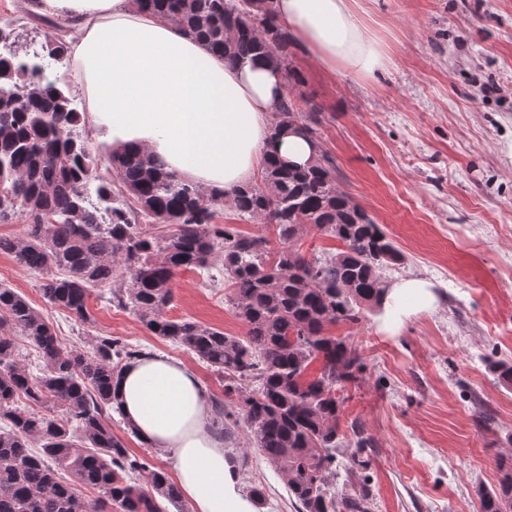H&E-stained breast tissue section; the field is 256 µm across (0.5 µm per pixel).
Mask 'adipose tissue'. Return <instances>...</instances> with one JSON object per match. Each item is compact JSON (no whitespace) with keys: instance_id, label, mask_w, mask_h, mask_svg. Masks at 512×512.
<instances>
[{"instance_id":"ef3b65f1","label":"adipose tissue","mask_w":512,"mask_h":512,"mask_svg":"<svg viewBox=\"0 0 512 512\" xmlns=\"http://www.w3.org/2000/svg\"><path fill=\"white\" fill-rule=\"evenodd\" d=\"M279 21L327 71L370 74L385 57L354 0H275ZM39 12L76 24L67 57L89 101L99 140L138 148L204 190L222 194L253 180L268 155L304 166L317 146L297 133L272 137L283 97L280 72L266 63L226 65L172 22L133 0H39ZM439 301L421 277L393 283L384 331ZM115 395L126 421L151 446L171 451L190 512H256L239 471L210 426L209 398L193 368L164 355L139 358Z\"/></svg>"}]
</instances>
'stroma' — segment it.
<instances>
[{
	"label": "stroma",
	"mask_w": 512,
	"mask_h": 512,
	"mask_svg": "<svg viewBox=\"0 0 512 512\" xmlns=\"http://www.w3.org/2000/svg\"><path fill=\"white\" fill-rule=\"evenodd\" d=\"M387 66L368 76L324 71L301 46L292 66L321 111L318 136L336 181L400 248L387 281L421 277L439 295L398 335L380 332L378 314L332 326L360 351L365 370L344 391L345 418L374 445L366 484L372 512H481L478 488L498 485L512 462V389L490 364L512 361V0H355ZM18 51L37 50L58 29L26 0H0ZM495 81L500 96L482 97ZM54 326L63 348L91 350L112 336L194 366L208 395L223 386L184 347L152 336L109 292L88 300L91 322L49 305L43 279L0 254V282ZM171 318H193L241 336L245 326L224 295V268L185 270L173 281ZM489 407L490 426L477 423ZM245 426L224 446L243 486L263 488L261 512H296L285 481L247 445Z\"/></svg>",
	"instance_id": "1"
}]
</instances>
